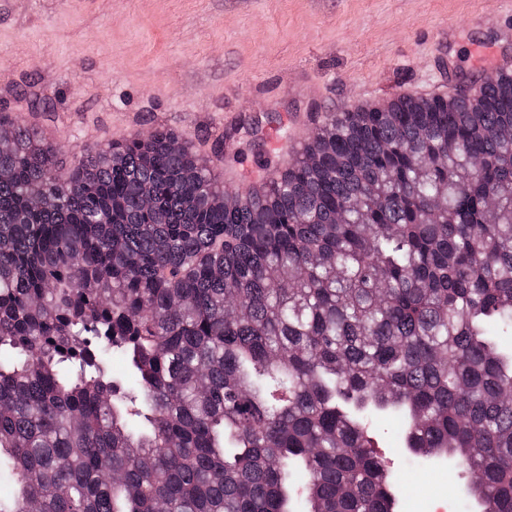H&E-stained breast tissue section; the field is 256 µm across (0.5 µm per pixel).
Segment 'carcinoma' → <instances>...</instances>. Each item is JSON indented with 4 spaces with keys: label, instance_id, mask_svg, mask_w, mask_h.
Masks as SVG:
<instances>
[{
    "label": "carcinoma",
    "instance_id": "carcinoma-1",
    "mask_svg": "<svg viewBox=\"0 0 512 512\" xmlns=\"http://www.w3.org/2000/svg\"><path fill=\"white\" fill-rule=\"evenodd\" d=\"M476 90L333 115L231 203L167 128L62 180L0 120V512H396L394 413L512 512V71Z\"/></svg>",
    "mask_w": 512,
    "mask_h": 512
}]
</instances>
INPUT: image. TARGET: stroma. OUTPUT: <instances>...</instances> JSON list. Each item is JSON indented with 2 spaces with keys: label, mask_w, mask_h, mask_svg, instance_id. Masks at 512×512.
<instances>
[{
  "label": "stroma",
  "mask_w": 512,
  "mask_h": 512,
  "mask_svg": "<svg viewBox=\"0 0 512 512\" xmlns=\"http://www.w3.org/2000/svg\"><path fill=\"white\" fill-rule=\"evenodd\" d=\"M512 62V0H0V118L67 172L84 149L158 127L221 151L223 183L290 159L289 134L395 96L448 95ZM386 416L373 451L397 512H476L457 467L408 457Z\"/></svg>",
  "instance_id": "obj_1"
}]
</instances>
